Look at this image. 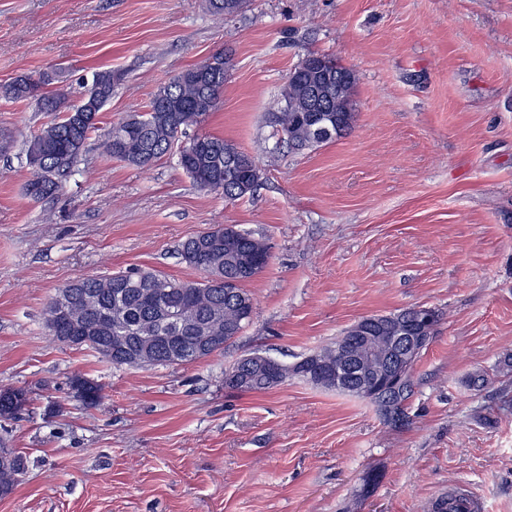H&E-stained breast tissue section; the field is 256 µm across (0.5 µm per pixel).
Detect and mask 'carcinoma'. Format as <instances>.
<instances>
[{
	"label": "carcinoma",
	"instance_id": "1",
	"mask_svg": "<svg viewBox=\"0 0 512 512\" xmlns=\"http://www.w3.org/2000/svg\"><path fill=\"white\" fill-rule=\"evenodd\" d=\"M247 0H208L209 9L218 15L232 16L242 11ZM229 70L224 52L210 55L205 63L190 67L166 84L159 87L151 98L145 112L134 114L112 126L106 147L113 158L130 166L147 168L167 155L179 133L200 124L221 104L224 81ZM123 74L98 71L93 76L92 87L96 93L78 105L64 106L65 95L51 88L52 77L42 74L38 78L20 75L12 82L0 87V97L10 101H36L44 112H63L27 142V161L32 178L26 185L27 193L34 198H47L56 194L61 178L71 173L82 154L89 134L95 130L99 113L112 97V91ZM323 84L330 88L332 98L328 103L331 111L321 113L331 132L318 131L312 120V95L314 86ZM355 76L351 69L336 60L316 53L307 54L294 68L282 91V105L271 116V123L283 139L298 150L310 149L332 139L348 134L355 123L353 101ZM178 162L182 170L195 185L208 192H218L229 200L251 193L261 174L254 158L239 150L224 138L210 134H196L178 150ZM182 260L195 270L208 264L224 269V275L234 270L227 253H211L200 250L196 238L191 237L181 244ZM162 274L147 269L117 271L103 276H89L75 281V294L69 305V313L102 322L110 311L112 292L120 287L125 291L126 316L119 331L128 337V347L134 348L140 321L153 322V332L165 330L151 312L161 311L142 301L141 290L151 288ZM166 301L168 306L194 307L201 316L217 306L224 311V321L230 326L224 329V343L232 342L250 323L254 304L245 290L248 279L226 288L209 280L187 281L166 278ZM186 336L187 356L199 361L224 352L216 349L212 353L197 354L198 339L190 331ZM327 366L336 361L334 346L325 347L298 362ZM415 363H410L406 380L397 394L381 395L373 400L386 423L402 426L407 422L405 402L412 387ZM24 470L23 458L12 455L8 466L0 469V496L9 495Z\"/></svg>",
	"mask_w": 512,
	"mask_h": 512
}]
</instances>
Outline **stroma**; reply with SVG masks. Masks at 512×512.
I'll use <instances>...</instances> for the list:
<instances>
[{"label": "stroma", "mask_w": 512, "mask_h": 512, "mask_svg": "<svg viewBox=\"0 0 512 512\" xmlns=\"http://www.w3.org/2000/svg\"><path fill=\"white\" fill-rule=\"evenodd\" d=\"M227 51L219 109L187 130L254 157L230 201L169 153L149 168L105 149L159 86ZM327 55L357 78L351 132L295 150L269 117L290 71ZM123 73L71 174L36 199L26 143L53 118L0 99V388H23L0 444L26 473L0 512H431L462 484L512 512V0H0V85L54 73L79 101ZM265 240L248 327L223 354L116 368L52 340L66 283L130 268L196 279L179 247L217 225ZM431 306L442 320L413 371L408 422L298 378L229 390L259 353L292 365L363 317ZM103 388L74 397V376Z\"/></svg>", "instance_id": "35a3bbf8"}]
</instances>
